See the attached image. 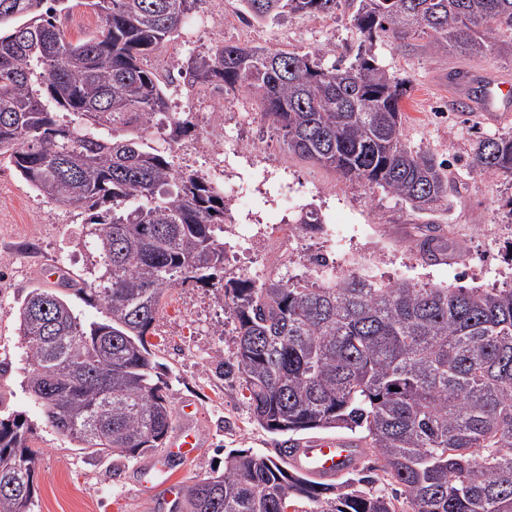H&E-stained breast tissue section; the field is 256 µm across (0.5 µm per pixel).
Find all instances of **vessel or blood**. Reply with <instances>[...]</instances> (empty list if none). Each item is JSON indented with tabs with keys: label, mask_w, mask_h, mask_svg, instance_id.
<instances>
[{
	"label": "vessel or blood",
	"mask_w": 512,
	"mask_h": 512,
	"mask_svg": "<svg viewBox=\"0 0 512 512\" xmlns=\"http://www.w3.org/2000/svg\"><path fill=\"white\" fill-rule=\"evenodd\" d=\"M474 111L483 113L489 121H497L504 112L512 110V81L491 77ZM180 425L170 440L165 456L154 457L140 464L136 471L135 483L144 492H152L158 486H166L169 493L178 494L177 485L169 479L171 459L194 457L203 446V437L195 425L196 406L183 403L180 411ZM361 448L350 438L321 435L296 443L289 465L307 476L319 481L333 482L357 467Z\"/></svg>",
	"instance_id": "1"
}]
</instances>
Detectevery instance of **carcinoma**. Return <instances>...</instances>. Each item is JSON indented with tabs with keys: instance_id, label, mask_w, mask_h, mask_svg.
I'll return each instance as SVG.
<instances>
[{
	"instance_id": "1",
	"label": "carcinoma",
	"mask_w": 512,
	"mask_h": 512,
	"mask_svg": "<svg viewBox=\"0 0 512 512\" xmlns=\"http://www.w3.org/2000/svg\"><path fill=\"white\" fill-rule=\"evenodd\" d=\"M53 2L45 7L47 2ZM205 0H88L100 28L76 42L56 25L70 0H0V160L49 201L89 212L76 246L82 273L34 288L16 311L23 387L48 424L91 455L134 457L172 428L167 382L147 334L164 293L188 281L215 288L236 321L221 375L249 393L272 432H361L375 456L357 482L323 484L286 459L236 450L224 472L188 489L190 512H512V287L453 288L338 273L260 285L224 280L230 205L168 150L143 137L167 112L142 59ZM256 22L342 8L365 37L355 61L221 44L190 58L193 86L246 91L288 152L421 214L449 209V165L405 142L408 81L382 67L374 38L426 41L442 57L512 54V0H239ZM67 120H60L59 111ZM469 166L512 179V132L478 139ZM101 310L87 322L72 298ZM397 390H391V387ZM0 393V512H34L40 449Z\"/></svg>"
}]
</instances>
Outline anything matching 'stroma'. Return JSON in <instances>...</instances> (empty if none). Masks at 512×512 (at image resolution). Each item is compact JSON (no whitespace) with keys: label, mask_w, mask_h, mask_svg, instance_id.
Returning a JSON list of instances; mask_svg holds the SVG:
<instances>
[{"label":"stroma","mask_w":512,"mask_h":512,"mask_svg":"<svg viewBox=\"0 0 512 512\" xmlns=\"http://www.w3.org/2000/svg\"><path fill=\"white\" fill-rule=\"evenodd\" d=\"M211 15L208 23L200 14ZM224 14L217 26L213 17ZM160 51L143 58L144 68L186 66L189 57L217 43L263 45L308 51L325 46L333 57L353 61L363 37L349 15H287L267 24L243 20L237 0H206L201 12ZM379 63L409 83L403 101L404 135L417 149L430 151L450 165L458 193L450 210L440 212L436 234L442 244L436 260L422 259L418 244L428 227L422 215L380 189L339 179L321 166L289 154L275 127L260 117V101L246 91L226 92L208 85L191 87L182 79L166 84L171 113L190 126L176 142L168 129L149 131L156 146L171 144L176 168L198 172L214 185L240 184L244 191L231 215L225 237L224 276L299 274L300 257L310 252L327 259L349 252L354 262L383 279L435 286H512V180L479 173L468 166L478 138L512 132V120L488 123L474 113L450 108L449 70L462 68L479 76L488 70L512 74V57L487 51L471 59L440 58L423 47L404 48L379 38L373 44ZM226 145L223 165L207 153L187 154L206 142ZM315 209L335 238L310 234L294 248L269 247L282 224L300 210ZM87 218L80 208L60 206L36 192L8 164H0V392L11 399L34 428L33 447L42 451L35 472V512H184L165 489L142 496L135 484L137 459L99 457L79 450L47 423L41 407L22 388L25 360L17 331L16 310L30 288L49 287L45 268L79 272L82 258L73 241ZM235 323L209 286L187 282L169 289L161 300L148 340L160 365L172 409L186 400L198 406L196 419L206 446L191 461H174L179 486L211 474L215 461L233 450L275 454L283 435L268 431L252 417L247 393L238 382L214 372L216 356L231 357Z\"/></svg>","instance_id":"obj_1"}]
</instances>
